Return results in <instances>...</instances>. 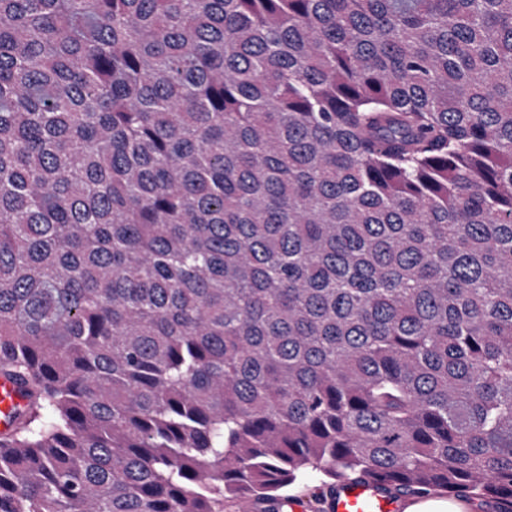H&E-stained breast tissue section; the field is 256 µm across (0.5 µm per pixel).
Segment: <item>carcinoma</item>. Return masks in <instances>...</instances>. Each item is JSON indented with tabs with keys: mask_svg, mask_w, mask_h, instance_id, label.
<instances>
[{
	"mask_svg": "<svg viewBox=\"0 0 512 512\" xmlns=\"http://www.w3.org/2000/svg\"><path fill=\"white\" fill-rule=\"evenodd\" d=\"M0 375V512H512V0H0ZM325 479L320 473L316 471H308L302 480L288 488V494L290 497H294L303 501L304 512H318L314 511L317 508L311 501V494L318 492L321 488V481ZM405 503L384 491L381 484L343 479L323 505L326 512H400ZM406 498H410L409 503L413 501H420V500H427V499H434V500H458L463 502L467 505L469 512H487L484 511L486 509L483 508L481 505V502H479L476 499H468L466 497H457V496H445V497H433V496H427L423 498H416L412 496H408ZM434 500H427L422 502H416L412 503L409 506L406 507L405 512H465L466 510H463L465 506L458 502H442V501H434Z\"/></svg>",
	"mask_w": 512,
	"mask_h": 512,
	"instance_id": "cac0c4a2",
	"label": "carcinoma"
}]
</instances>
